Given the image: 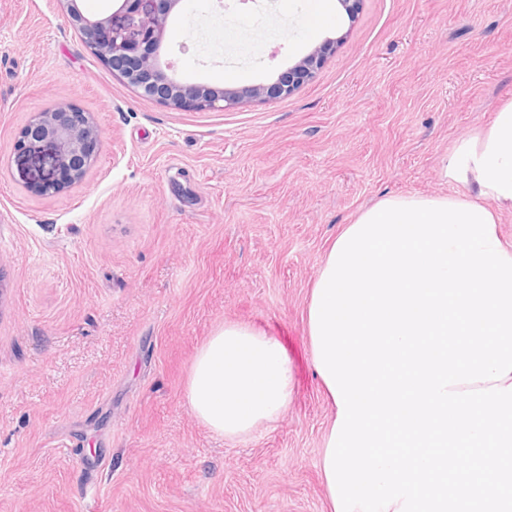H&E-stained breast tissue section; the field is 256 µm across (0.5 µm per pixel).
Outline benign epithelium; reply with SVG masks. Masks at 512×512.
<instances>
[{"mask_svg": "<svg viewBox=\"0 0 512 512\" xmlns=\"http://www.w3.org/2000/svg\"><path fill=\"white\" fill-rule=\"evenodd\" d=\"M70 25L112 73L140 95L178 109H231L253 101L285 99L311 81L344 36L326 38L269 85L217 88L177 79L160 58L171 11L182 0H123L114 15L91 19L60 0ZM101 132L93 115L71 105L35 113L16 141L19 175L45 195L81 183L97 160Z\"/></svg>", "mask_w": 512, "mask_h": 512, "instance_id": "benign-epithelium-1", "label": "benign epithelium"}]
</instances>
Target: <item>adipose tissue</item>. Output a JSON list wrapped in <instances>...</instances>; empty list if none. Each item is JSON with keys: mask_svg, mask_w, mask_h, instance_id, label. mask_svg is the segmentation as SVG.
<instances>
[{"mask_svg": "<svg viewBox=\"0 0 512 512\" xmlns=\"http://www.w3.org/2000/svg\"><path fill=\"white\" fill-rule=\"evenodd\" d=\"M449 183L493 217L512 210V102L480 131L457 139L448 154ZM295 389L293 366L277 337L248 323L229 322L201 346L186 383L191 414L213 433L244 439L287 409Z\"/></svg>", "mask_w": 512, "mask_h": 512, "instance_id": "1", "label": "adipose tissue"}]
</instances>
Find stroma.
<instances>
[{
    "label": "stroma",
    "mask_w": 512,
    "mask_h": 512,
    "mask_svg": "<svg viewBox=\"0 0 512 512\" xmlns=\"http://www.w3.org/2000/svg\"><path fill=\"white\" fill-rule=\"evenodd\" d=\"M307 4L181 0L161 59L188 83L269 84L342 40L291 97L190 111L113 75L58 0H0V512H331L316 273L379 199L456 193L449 151L512 102V0H362L319 35ZM60 104L94 115L98 160L44 195L15 143ZM227 322L278 337L296 375L243 440L185 401Z\"/></svg>",
    "instance_id": "1"
}]
</instances>
